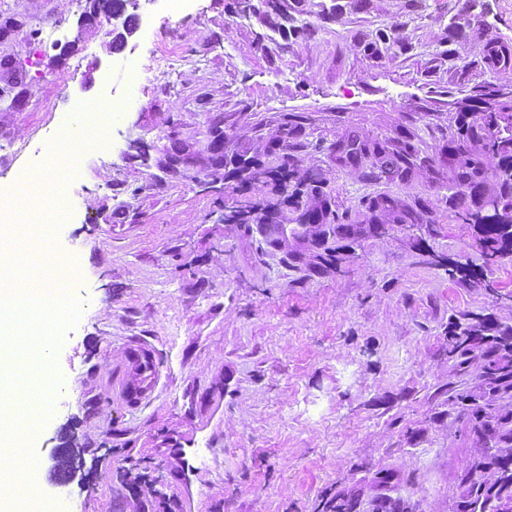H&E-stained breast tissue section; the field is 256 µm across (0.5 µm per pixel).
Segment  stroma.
Instances as JSON below:
<instances>
[{"label":"stroma","instance_id":"35a3bbf8","mask_svg":"<svg viewBox=\"0 0 512 512\" xmlns=\"http://www.w3.org/2000/svg\"><path fill=\"white\" fill-rule=\"evenodd\" d=\"M125 16L120 39L89 0H0V183L54 239L26 250L41 279L68 256L83 304L25 440L43 494L155 512L122 460L169 481L191 439L207 470L172 488L176 512H454L487 440L451 402L485 390L481 360L449 359L451 323L512 328V254L486 262L474 202L450 187L466 156L498 198L501 156L451 148L512 91L489 56L512 45V0H190L173 16L138 0ZM78 118L95 137L49 153ZM407 143L414 165L388 168ZM34 168L47 199L25 188ZM135 340L172 373L137 412L111 386ZM63 443L81 469H55Z\"/></svg>","mask_w":512,"mask_h":512}]
</instances>
